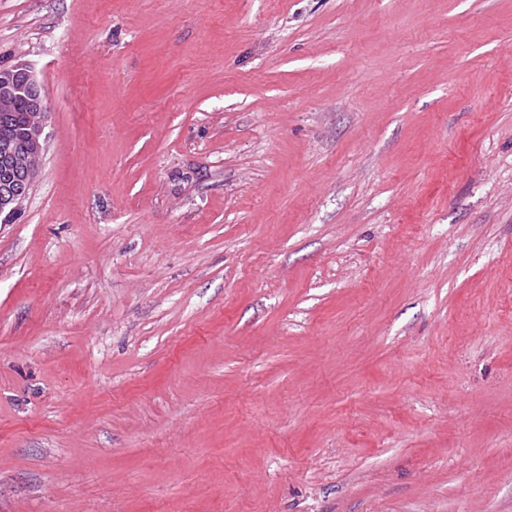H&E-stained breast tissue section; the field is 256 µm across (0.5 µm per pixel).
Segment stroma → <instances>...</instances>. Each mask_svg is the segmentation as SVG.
<instances>
[{"mask_svg": "<svg viewBox=\"0 0 512 512\" xmlns=\"http://www.w3.org/2000/svg\"><path fill=\"white\" fill-rule=\"evenodd\" d=\"M14 64L0 512H512V0H0ZM23 80L17 82L12 70H0V100H11L7 107L0 105V140L8 136L22 146L25 144L26 129L31 112H35V121L29 127V151L19 152L8 141L0 144V160L5 174H18V184H4L0 190V217L11 219L22 207L28 197L37 176V168L27 164L30 156L40 157L46 142L45 128L49 117L48 99L43 85L30 67H23ZM28 93L33 98V106L18 94ZM31 111V112H30Z\"/></svg>", "mask_w": 512, "mask_h": 512, "instance_id": "obj_1", "label": "stroma"}]
</instances>
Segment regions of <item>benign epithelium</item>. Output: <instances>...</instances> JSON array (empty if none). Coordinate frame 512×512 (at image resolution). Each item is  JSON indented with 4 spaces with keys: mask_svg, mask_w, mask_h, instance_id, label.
Instances as JSON below:
<instances>
[{
    "mask_svg": "<svg viewBox=\"0 0 512 512\" xmlns=\"http://www.w3.org/2000/svg\"><path fill=\"white\" fill-rule=\"evenodd\" d=\"M20 93H27L33 98L31 111L35 112V121L29 127V151L22 153L8 141L0 143V167L7 175L21 176L18 183L7 184L0 190V217L6 219L21 209L35 182L37 169L27 164V158L40 157L47 142L48 99L36 74L25 66L23 80L18 82L14 71L0 70V100L6 102Z\"/></svg>",
    "mask_w": 512,
    "mask_h": 512,
    "instance_id": "1",
    "label": "benign epithelium"
}]
</instances>
